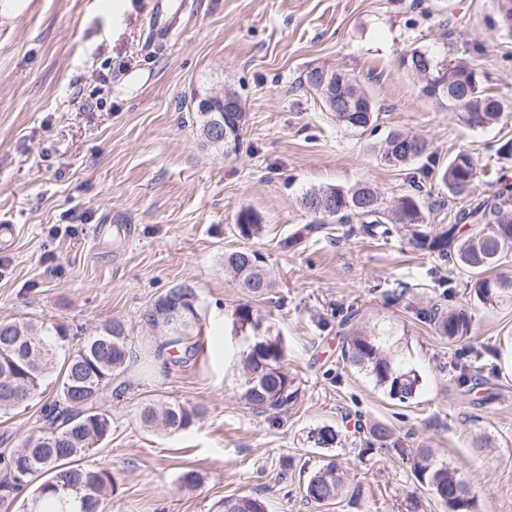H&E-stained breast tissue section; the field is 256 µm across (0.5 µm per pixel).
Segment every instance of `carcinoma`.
I'll use <instances>...</instances> for the list:
<instances>
[{
    "mask_svg": "<svg viewBox=\"0 0 512 512\" xmlns=\"http://www.w3.org/2000/svg\"><path fill=\"white\" fill-rule=\"evenodd\" d=\"M488 22L494 33L512 37V0H496ZM400 66L422 80L421 91L426 97L448 107L471 128L495 125L509 108L506 101L487 92L482 77L463 60H440L426 49L415 48L400 58ZM330 99L335 109L327 112L353 135L362 137L377 128L374 102L354 76L336 72ZM221 109L217 99L198 103L200 136L205 144L219 149L224 148V142H213L205 126L209 113ZM372 151L385 166H417L422 176L441 180L452 199L467 204L460 206L448 223L430 229L418 184L391 204L367 184L346 190L327 188L305 194L304 209L314 214L319 207L333 203V223L356 222L367 235L383 240L394 232L404 233L416 249L437 254L469 277V289L483 307L493 309L512 302V279L491 274L512 253V183L502 178L492 197L473 200L471 186L478 158L460 151L442 165L426 139L399 131L388 132ZM235 229L240 237L250 240L262 234L263 225L255 212L246 209L238 214ZM224 271L255 297L272 288L262 256L255 250L224 253ZM416 316L433 324L439 335L452 342L465 338L471 330V317L464 308L434 303L416 311ZM144 318L151 326L165 330V340L155 354L174 349L198 351L199 317L191 286L182 284L160 295ZM231 323L233 335L248 342L241 354L240 399L260 412L288 409L296 391L285 369L283 337L248 303L234 309ZM407 347V334H398L392 326L365 331L356 328L342 356L374 387L406 404L425 386L422 374L407 358ZM137 358L133 340L117 321L105 324L87 338L76 336L68 326L56 322H0V416L40 397L47 380H53L56 387L54 399L41 408L44 423L23 436L18 447L0 452V512H20L26 504L41 512V504L47 499L56 501L55 512H107L114 489L112 474L91 468L83 460L112 435V414L100 400L105 391L112 389V377L124 373ZM484 371L482 356L474 354L459 366V387H467ZM200 417L196 406L154 399L140 403L135 412L136 421L147 431L186 430ZM368 433L382 448L396 445L392 430L384 424L371 425ZM340 441V431L333 424L307 432L311 447L327 452L338 447ZM17 466L27 469L29 475L17 474ZM411 472L446 512H478L474 483L448 463L435 461L429 449H416ZM345 492V474L334 460L311 473L304 486L305 500L317 506L333 505ZM222 512H266V508L257 496H227Z\"/></svg>",
    "mask_w": 512,
    "mask_h": 512,
    "instance_id": "cac0c4a2",
    "label": "carcinoma"
}]
</instances>
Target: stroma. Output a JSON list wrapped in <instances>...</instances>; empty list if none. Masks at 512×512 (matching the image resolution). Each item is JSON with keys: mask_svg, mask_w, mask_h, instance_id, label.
<instances>
[{"mask_svg": "<svg viewBox=\"0 0 512 512\" xmlns=\"http://www.w3.org/2000/svg\"><path fill=\"white\" fill-rule=\"evenodd\" d=\"M157 0H0V321L53 318L90 336L122 322L136 346L161 329L143 313L170 288L197 296L201 349L136 362L121 397L104 396L112 435L86 462L111 471L112 512H221L229 495L263 498L267 512H442L412 476L400 448H427L474 479L479 512H512V304L487 309L456 283L454 304L472 316L469 337L448 344L417 320L413 302L440 299L452 267L413 249L338 224L315 225L304 193L371 183L390 202L413 187V168L382 165L371 138L403 130L427 139L440 162L466 150L480 159L472 192L512 180V111L486 129L462 124L421 91L399 64L420 47L464 58L492 95L512 100V39L489 29L494 0H164L180 8L171 32L148 39ZM312 66L353 74L378 114L357 137L298 88ZM235 89L247 114L239 152L203 145L199 98ZM263 234L235 230L242 209ZM107 225L94 240L95 225ZM261 252L273 283L249 297L224 272V254ZM408 298L399 295L401 285ZM251 303L274 322L298 390L284 411L255 413L239 399L240 344L230 316ZM407 327L411 363L426 386L393 401L342 358L341 320ZM478 352L483 379L462 394L449 372ZM42 401L0 418L9 447L39 424ZM198 406L200 421L172 434L140 428L141 401ZM383 422L399 449L368 448ZM336 425V461L360 496L318 507L303 498L325 463L306 441ZM486 436L493 447L477 449ZM203 476L180 488L181 471Z\"/></svg>", "mask_w": 512, "mask_h": 512, "instance_id": "obj_1", "label": "stroma"}]
</instances>
